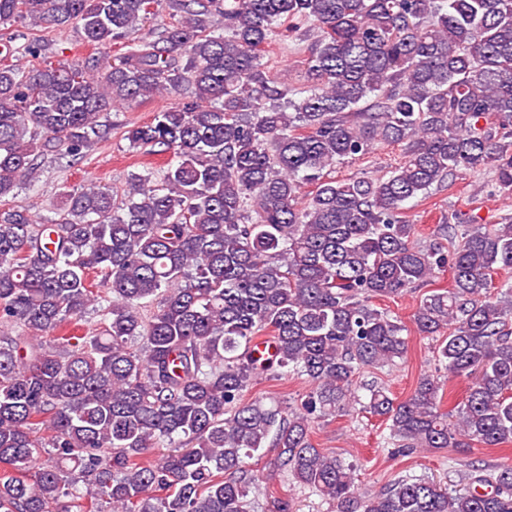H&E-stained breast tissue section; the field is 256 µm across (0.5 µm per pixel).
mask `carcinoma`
Wrapping results in <instances>:
<instances>
[{"label":"carcinoma","instance_id":"1","mask_svg":"<svg viewBox=\"0 0 512 512\" xmlns=\"http://www.w3.org/2000/svg\"><path fill=\"white\" fill-rule=\"evenodd\" d=\"M167 3L175 19L154 25L159 0H0V26L74 24L125 48L102 69L56 66L35 35L31 66L0 65V200L38 159L107 138L113 107L178 96L126 135L173 154L159 178L123 196L92 182L42 222L0 211V512H255L248 460L268 448L331 512H512V462L458 490L406 477L364 494L354 464L310 441L359 404L403 450L512 442V282H494L512 220L448 250L452 225L425 244L401 215L481 168L512 194V0ZM283 26L308 42L298 87L263 63ZM378 145L402 147L385 175L331 176ZM446 271L413 323L466 383L456 414L429 375L361 401V370L408 350L373 301ZM93 308L101 331L60 334ZM291 372L310 382L299 407L244 400L256 375Z\"/></svg>","mask_w":512,"mask_h":512}]
</instances>
